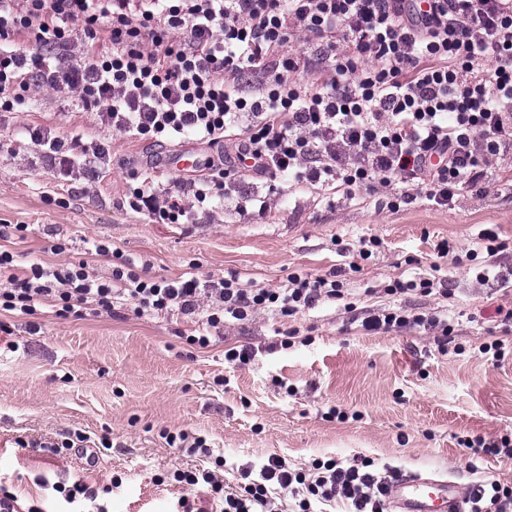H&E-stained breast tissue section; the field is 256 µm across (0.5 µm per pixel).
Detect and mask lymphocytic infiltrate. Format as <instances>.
<instances>
[{"instance_id": "obj_1", "label": "lymphocytic infiltrate", "mask_w": 512, "mask_h": 512, "mask_svg": "<svg viewBox=\"0 0 512 512\" xmlns=\"http://www.w3.org/2000/svg\"><path fill=\"white\" fill-rule=\"evenodd\" d=\"M301 35L315 56L288 51ZM72 49L55 63L51 47ZM319 69L322 84L294 80ZM78 93L98 108L102 125L157 142L186 137L215 145L236 139L237 155L270 177L296 184L337 182L345 190L388 194L390 210L418 194L445 206L482 181L489 157L512 151V0H0V100L23 103L30 80ZM29 137L62 175L77 159L93 163L101 146L73 147L50 129ZM407 191L392 192L395 183ZM215 195L212 177L160 192L135 188L129 202L162 224L178 223ZM8 270L0 309L34 315L48 302L56 316L111 312L133 305L140 316L172 310L205 317L208 333L259 312L290 317L348 296L342 280L289 274L276 289L237 279L174 281L137 273L131 262L99 281L84 266L53 270L31 263ZM370 331L438 330L447 349L453 328L438 315L384 308L363 323ZM214 469L175 472L178 482L209 487L220 512H276L277 494L292 495L298 512L343 500L350 512H385L388 475L374 460H317L312 473L279 456L259 470L244 468L236 492H225Z\"/></svg>"}]
</instances>
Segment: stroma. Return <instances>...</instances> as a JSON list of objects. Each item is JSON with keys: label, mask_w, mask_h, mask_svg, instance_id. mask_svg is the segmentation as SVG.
I'll return each mask as SVG.
<instances>
[{"label": "stroma", "mask_w": 512, "mask_h": 512, "mask_svg": "<svg viewBox=\"0 0 512 512\" xmlns=\"http://www.w3.org/2000/svg\"><path fill=\"white\" fill-rule=\"evenodd\" d=\"M35 126L100 143L106 153L94 171L60 179L29 139ZM172 150L101 125L71 92L30 87L24 104L0 110V225L19 227L7 248L22 264L83 261L102 279L111 262L88 253L99 241L157 278L236 272L275 288L292 273L337 272L361 312L384 304L394 280L426 277L446 284L447 295L399 303L447 313L458 349L441 354L424 330L366 332L340 303L285 318L297 340L273 353L265 350L272 323L262 315L226 324L205 349L188 342L199 333L197 317L177 312L139 317L128 308L78 319L45 310L8 319L0 332V487L17 496L19 512H177L183 497L211 512L206 490L173 478L207 458L169 446V431L205 439L224 459L228 489L241 468L272 455L295 469L365 456L472 487L512 485V457L477 459L457 443L512 433V154L490 160L482 184L446 206L420 197L388 211L374 194L350 199L246 173L227 204L198 210L191 224H158L129 200L144 183L160 190L193 179L166 167ZM264 196L273 200L265 210L257 204ZM486 229L505 244L492 258L480 239ZM370 237L382 245L359 259V243ZM444 241L454 251L440 259ZM59 243L65 250L57 254ZM486 264L492 277L476 281L474 268ZM493 338L506 347L496 364L476 351ZM244 345L258 349L250 364L225 361V351ZM333 409L350 420L330 418ZM78 432L90 439L87 453L67 445ZM114 476L122 479L116 489ZM78 480L96 498L67 505L54 487Z\"/></svg>", "instance_id": "35a3bbf8"}]
</instances>
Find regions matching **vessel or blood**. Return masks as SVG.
<instances>
[{
	"instance_id": "1",
	"label": "vessel or blood",
	"mask_w": 512,
	"mask_h": 512,
	"mask_svg": "<svg viewBox=\"0 0 512 512\" xmlns=\"http://www.w3.org/2000/svg\"><path fill=\"white\" fill-rule=\"evenodd\" d=\"M463 485L441 476L396 474L388 485L389 512H465Z\"/></svg>"
}]
</instances>
